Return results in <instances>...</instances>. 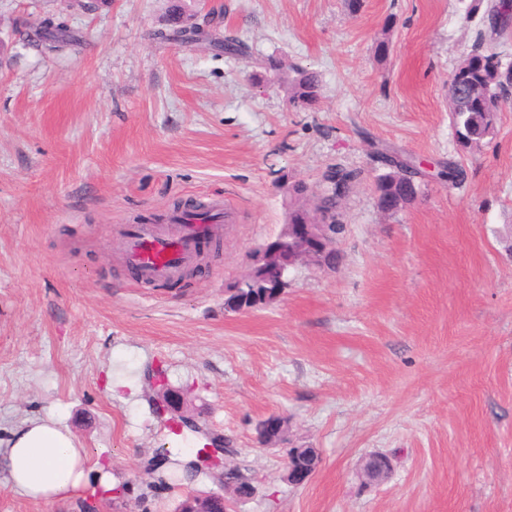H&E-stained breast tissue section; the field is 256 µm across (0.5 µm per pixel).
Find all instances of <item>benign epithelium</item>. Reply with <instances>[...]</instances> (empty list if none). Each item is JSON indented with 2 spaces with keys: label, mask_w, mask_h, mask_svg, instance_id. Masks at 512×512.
Listing matches in <instances>:
<instances>
[{
  "label": "benign epithelium",
  "mask_w": 512,
  "mask_h": 512,
  "mask_svg": "<svg viewBox=\"0 0 512 512\" xmlns=\"http://www.w3.org/2000/svg\"><path fill=\"white\" fill-rule=\"evenodd\" d=\"M399 194L379 203L385 212L399 209L402 199L415 195L419 183L412 179L410 172L397 178ZM292 201L288 206V224L274 240L264 244L255 254L250 271L237 279L232 289L224 290V309L242 310L237 299V289L252 280L257 271L263 272L267 286L266 296L278 300L288 288V272L299 266L314 267L319 270L330 269L334 263L329 257L336 255V225L330 214L321 210L315 194L308 193V187L302 181L291 187ZM158 406L160 412L169 414L178 423H192L194 419L185 408L183 393L167 383H159ZM264 436L261 442L266 445H276L286 439L288 431L287 420L281 415H270L263 419ZM232 454L225 448H202L199 453L203 457L197 460L202 467L214 465L224 466L222 478L223 492H204L192 494L185 499L180 512H232L233 505L252 496L254 486L246 478L239 476L234 467L223 463L218 457L219 452ZM316 468H297L291 464L286 466V478L294 485L303 484Z\"/></svg>",
  "instance_id": "benign-epithelium-1"
}]
</instances>
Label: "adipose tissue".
<instances>
[{"mask_svg": "<svg viewBox=\"0 0 512 512\" xmlns=\"http://www.w3.org/2000/svg\"><path fill=\"white\" fill-rule=\"evenodd\" d=\"M0 457L5 460L11 490L34 502H65L92 479L105 492L114 489L110 465L94 458L51 416L13 429L0 446Z\"/></svg>", "mask_w": 512, "mask_h": 512, "instance_id": "obj_1", "label": "adipose tissue"}]
</instances>
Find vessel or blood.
Segmentation results:
<instances>
[{
	"label": "vessel or blood",
	"instance_id": "b4317fda",
	"mask_svg": "<svg viewBox=\"0 0 512 512\" xmlns=\"http://www.w3.org/2000/svg\"><path fill=\"white\" fill-rule=\"evenodd\" d=\"M229 218L223 201L215 199L197 216L174 215L164 225H126L123 262L143 284L177 279L207 241L223 235Z\"/></svg>",
	"mask_w": 512,
	"mask_h": 512
}]
</instances>
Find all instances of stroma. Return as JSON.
<instances>
[{
	"label": "stroma",
	"instance_id": "obj_1",
	"mask_svg": "<svg viewBox=\"0 0 512 512\" xmlns=\"http://www.w3.org/2000/svg\"><path fill=\"white\" fill-rule=\"evenodd\" d=\"M186 2L246 54L155 40L169 0H0V439L55 416L123 486L59 506L0 478V512H175L219 490L151 477L176 453L158 372L252 476L236 512H512V97L480 150L448 119L457 64L479 43L512 66V28L492 30L476 0ZM21 23L79 43L41 51ZM270 56L319 73L315 107L256 77ZM381 146L465 179L382 212ZM336 165L361 177L335 269H292L279 301L225 312L227 285L282 231L289 186L319 191ZM217 196L232 221L177 287L122 268L123 225ZM272 414L319 454L302 485L257 439ZM374 452L394 470L365 486Z\"/></svg>",
	"mask_w": 512,
	"mask_h": 512
}]
</instances>
